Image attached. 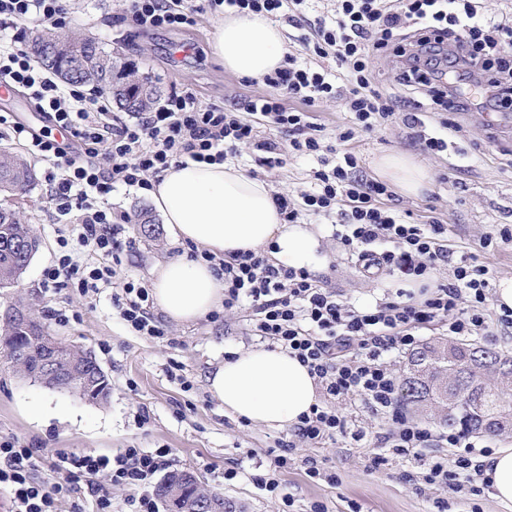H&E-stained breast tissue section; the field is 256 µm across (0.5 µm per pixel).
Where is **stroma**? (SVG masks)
Listing matches in <instances>:
<instances>
[{
    "mask_svg": "<svg viewBox=\"0 0 512 512\" xmlns=\"http://www.w3.org/2000/svg\"><path fill=\"white\" fill-rule=\"evenodd\" d=\"M69 30L94 38L120 58L136 77L149 78L162 94L188 89L208 103H244L263 93L262 84L227 70L212 49L223 12L204 15L187 32L156 31L138 34L129 25H117L125 0H68ZM422 132L446 133L448 152L422 154L410 129L393 123L371 135L356 134L350 146L368 177H376L375 162L386 153L417 157L431 176L421 195H399L396 207L422 224L437 217L448 226V246L455 254L474 256L490 269L491 284L512 278V245L481 250L480 238L492 230L512 226V130L490 133L481 115H455L449 128H441V113L420 112ZM317 161L293 157L282 167L259 173L271 191L297 195L309 189ZM38 177L26 192L0 194V204L18 208L41 240V247L18 283L0 290V312L15 301L61 339L92 351L112 383L107 404L88 402L72 393H60L31 382L0 361V438L18 440L30 447L111 454L124 448H171L176 467L200 475L208 489L244 503L249 512H281L283 497H290V512H310L314 503L329 512H431L436 490H416L408 475L417 473L412 457L386 451L385 463L373 467L367 449L348 437H336L317 448L284 450L286 429L267 428L225 415L224 405L208 388V378L228 354L258 346L249 331L248 304L226 313L221 320L203 318L192 323L168 322L161 338L132 332L112 305V289L85 297L69 288H46L42 271L58 254L56 212L42 176L44 165L33 161ZM112 210L133 218L127 233L136 250L122 257L117 280L151 282L154 268L179 256L162 218H155L152 236L140 231L139 213L152 211L146 191L116 186ZM319 247L311 271L326 277L329 286L356 305L374 301L378 289H397L396 278L364 277L336 245L333 228L316 225ZM70 320H55L54 311ZM148 421L138 425L139 414ZM287 456L279 473L280 490L268 492L253 482L258 462ZM335 472L337 484L312 478L305 462ZM238 472L224 478L225 469Z\"/></svg>",
    "mask_w": 512,
    "mask_h": 512,
    "instance_id": "35a3bbf8",
    "label": "stroma"
}]
</instances>
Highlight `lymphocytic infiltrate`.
I'll return each instance as SVG.
<instances>
[{
	"label": "lymphocytic infiltrate",
	"instance_id": "obj_1",
	"mask_svg": "<svg viewBox=\"0 0 512 512\" xmlns=\"http://www.w3.org/2000/svg\"><path fill=\"white\" fill-rule=\"evenodd\" d=\"M304 0H129L122 22L135 28L184 29L200 16L227 8L308 25L303 44L312 59L298 64L288 55L284 65L265 74V93L242 107L228 109L202 102L189 90L170 93L151 112L126 119L109 112L102 95L83 84L59 85L39 65L26 41L32 25L66 26L65 0H0V84L26 90L46 124L36 129L0 116L14 140L46 163L45 180L58 216L78 212L74 235H60L61 254L45 269L47 288H71L84 296L111 287L122 253L136 246L127 236L128 215L113 216L106 202L114 185L152 189L173 164L191 159L221 163L227 155L257 151L260 168H274L288 157L316 156L314 190L298 197L277 192L273 200L286 223L306 216H335L336 239L355 257L368 277L400 275L414 290L398 289L374 306L356 308L323 279L304 268L274 263L264 250L224 256L191 247L190 259L204 260L224 277V309L248 302L253 335L307 366L321 393L318 404L299 416L288 432V447H316L336 436L361 442L366 430L352 427L339 403L358 401L387 419L375 445L405 455L448 446L455 453L432 457L419 479L429 486L458 489L460 472L472 470V494L485 482L488 448H476L456 430L440 432L412 420L399 402V387L387 354L410 351L418 333L430 325L446 326L452 336L489 333L486 302L489 269L470 256H454L447 246L448 228L440 220L414 224L393 205L388 184L363 175L349 143L356 132L373 134L396 121L407 128L419 122L422 103L411 99L406 111L374 82V67L387 55L399 57L400 84L424 90L445 112H470L475 103L469 85H481L491 111L512 108V25L485 21L481 0H336L333 22H308ZM342 74L330 77L325 59ZM341 101L349 119L333 145L324 144L321 127L310 113L316 103ZM268 128L270 137L259 134ZM68 132L67 141L55 138ZM448 264L452 276L434 279ZM121 318L139 335L160 338L167 330L152 313L145 283L132 280L112 296ZM169 448H128L116 455H86L53 448H30L0 439V486L10 491L9 512H84L74 497L89 488L96 512H112L111 488L139 486L130 512H157L146 493L154 475L173 465ZM51 472L38 479V470ZM106 484H99L98 476Z\"/></svg>",
	"mask_w": 512,
	"mask_h": 512
}]
</instances>
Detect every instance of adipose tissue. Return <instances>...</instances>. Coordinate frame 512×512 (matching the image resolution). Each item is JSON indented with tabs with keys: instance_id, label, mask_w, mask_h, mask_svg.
<instances>
[{
	"instance_id": "ef3b65f1",
	"label": "adipose tissue",
	"mask_w": 512,
	"mask_h": 512,
	"mask_svg": "<svg viewBox=\"0 0 512 512\" xmlns=\"http://www.w3.org/2000/svg\"><path fill=\"white\" fill-rule=\"evenodd\" d=\"M213 50L226 69L257 79L281 66L282 29L264 15L231 12L216 28ZM376 169L406 195H419L430 180L427 169L406 154L380 156ZM149 196L180 242L201 243L223 255L271 245L277 263L295 268L310 266L315 258L314 233L285 223L268 185L240 169L190 160L171 166ZM152 294L167 317L191 323L222 303L224 280L207 263L182 258L155 270ZM209 389L225 413L271 428L295 424L317 399L307 367L264 346L225 360L211 375ZM487 462L492 495L512 512V448L495 450Z\"/></svg>"
}]
</instances>
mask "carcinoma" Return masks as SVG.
<instances>
[{
  "instance_id": "carcinoma-1",
  "label": "carcinoma",
  "mask_w": 512,
  "mask_h": 512,
  "mask_svg": "<svg viewBox=\"0 0 512 512\" xmlns=\"http://www.w3.org/2000/svg\"><path fill=\"white\" fill-rule=\"evenodd\" d=\"M44 44L38 56L42 66L62 78L92 85L108 94L117 107L126 112H147L160 98L154 84L143 87L129 79L126 66L112 58L98 43L63 35L49 28L39 35ZM71 50L60 51L59 44ZM34 172L20 157L0 152V193L11 195L34 184ZM39 241L16 210L0 206V288L20 279L26 270L31 242ZM19 307L8 309L0 317V337H8L0 352L8 360L20 358L31 363L36 352L28 339L44 323L31 319L21 322ZM63 351L65 363L94 371L100 367L90 351ZM512 356L478 343L448 341L438 337L410 354L400 382V401L420 416L432 417L448 428L466 433H512Z\"/></svg>"
}]
</instances>
